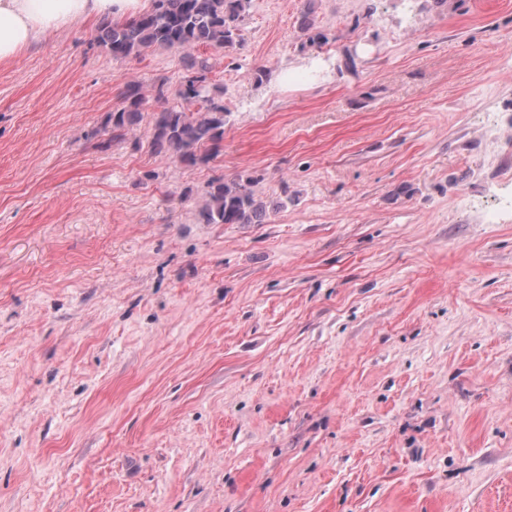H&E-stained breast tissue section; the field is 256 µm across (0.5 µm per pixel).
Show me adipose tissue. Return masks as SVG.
<instances>
[{
	"label": "adipose tissue",
	"mask_w": 512,
	"mask_h": 512,
	"mask_svg": "<svg viewBox=\"0 0 512 512\" xmlns=\"http://www.w3.org/2000/svg\"><path fill=\"white\" fill-rule=\"evenodd\" d=\"M147 0H0V63L18 58L46 34L96 17H136Z\"/></svg>",
	"instance_id": "1"
}]
</instances>
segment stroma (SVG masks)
<instances>
[{
    "instance_id": "1",
    "label": "stroma",
    "mask_w": 512,
    "mask_h": 512,
    "mask_svg": "<svg viewBox=\"0 0 512 512\" xmlns=\"http://www.w3.org/2000/svg\"><path fill=\"white\" fill-rule=\"evenodd\" d=\"M98 26L0 63V512H512V0H251L196 166ZM313 9L309 6L303 12L302 19L300 22L299 29L306 40L300 43V48L304 50L307 47L321 48L322 45L326 44V35L318 30L317 22L313 16ZM148 103L140 85L130 84L121 95V106L108 116L107 124L112 133L120 136L123 132L143 119V110ZM254 179L214 177L206 185L196 218L201 224H255L263 204L255 197Z\"/></svg>"
}]
</instances>
